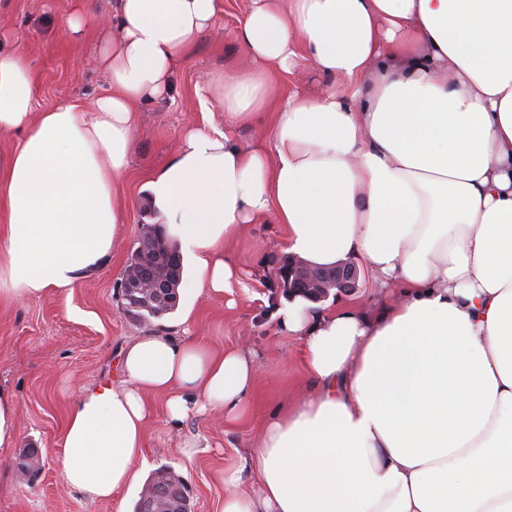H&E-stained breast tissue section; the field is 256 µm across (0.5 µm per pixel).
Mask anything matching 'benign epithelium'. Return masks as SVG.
I'll use <instances>...</instances> for the list:
<instances>
[{
    "label": "benign epithelium",
    "instance_id": "7a95c632",
    "mask_svg": "<svg viewBox=\"0 0 512 512\" xmlns=\"http://www.w3.org/2000/svg\"><path fill=\"white\" fill-rule=\"evenodd\" d=\"M167 248L166 241L149 234L139 238L137 251L142 253V259L136 266H125L121 288H137L152 294L165 291L167 285L154 276L152 266L154 257ZM275 276L280 282L288 284L290 294L304 289L326 293L334 289L338 295H348L356 292L359 287V271L354 264L348 262L328 267H311L302 261L290 259L276 268Z\"/></svg>",
    "mask_w": 512,
    "mask_h": 512
}]
</instances>
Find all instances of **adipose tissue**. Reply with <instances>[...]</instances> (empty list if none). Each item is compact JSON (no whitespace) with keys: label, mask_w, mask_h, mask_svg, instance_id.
I'll use <instances>...</instances> for the list:
<instances>
[{"label":"adipose tissue","mask_w":512,"mask_h":512,"mask_svg":"<svg viewBox=\"0 0 512 512\" xmlns=\"http://www.w3.org/2000/svg\"><path fill=\"white\" fill-rule=\"evenodd\" d=\"M235 32L253 62L217 79L225 123L275 108L266 147L189 129L143 201L192 259V288L231 292L230 242L266 216L311 266L360 256L373 311L296 297L275 313L311 382L224 471V512H512V0H252ZM218 0H116L98 51L112 88L34 105L32 64L0 45V299L73 287L109 256L136 107L214 27ZM337 79L275 100L298 58ZM246 347L145 334L118 382L81 390L65 483L90 502L134 483L156 408L182 424L241 414ZM256 489L246 493L243 479Z\"/></svg>","instance_id":"obj_1"}]
</instances>
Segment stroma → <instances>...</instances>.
I'll return each instance as SVG.
<instances>
[{
  "label": "stroma",
  "mask_w": 512,
  "mask_h": 512,
  "mask_svg": "<svg viewBox=\"0 0 512 512\" xmlns=\"http://www.w3.org/2000/svg\"><path fill=\"white\" fill-rule=\"evenodd\" d=\"M251 0H219L214 29L179 57L168 93L140 104V120L129 167L117 194L123 202L112 252L74 287L20 300L0 301V387L11 390L19 407L12 451L0 454V512H133L141 492L133 487L108 502H90L62 477L60 437L68 411L82 388L114 379L119 352L148 331L176 336L184 309L192 335L217 347L249 345L258 352L256 384L242 414L226 419L212 409L172 426L163 411L147 425L146 456L152 468H171L187 489L192 512H224L222 473L238 451L250 447L265 416L292 404L310 388L299 343L277 334L272 315L286 296L274 276L284 255L283 225L266 218L247 225L234 248L248 272L232 295H180V311L142 323L127 315L119 283L131 249L142 232V187L178 148L189 126H223L224 110L211 83L218 76L250 70L252 62L235 38ZM87 9L82 33L66 32L68 18ZM116 22L112 0H9L0 9V42L24 50L33 65L36 106L44 110L73 97L92 100L109 89L96 59ZM332 77L300 61L292 73L273 79L279 97L317 95ZM200 442L193 458L183 444ZM37 447L43 468L32 479L15 467L18 449Z\"/></svg>",
  "instance_id": "stroma-1"
}]
</instances>
